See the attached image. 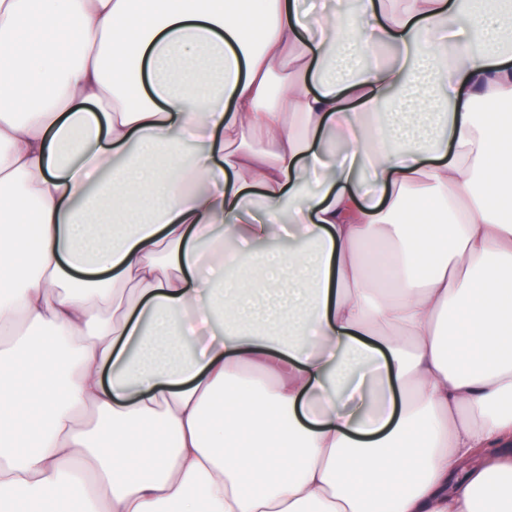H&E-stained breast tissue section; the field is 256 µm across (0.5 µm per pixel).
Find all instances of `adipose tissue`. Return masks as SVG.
<instances>
[{"instance_id": "adipose-tissue-1", "label": "adipose tissue", "mask_w": 512, "mask_h": 512, "mask_svg": "<svg viewBox=\"0 0 512 512\" xmlns=\"http://www.w3.org/2000/svg\"><path fill=\"white\" fill-rule=\"evenodd\" d=\"M461 5L0 0V506L512 512V55Z\"/></svg>"}]
</instances>
